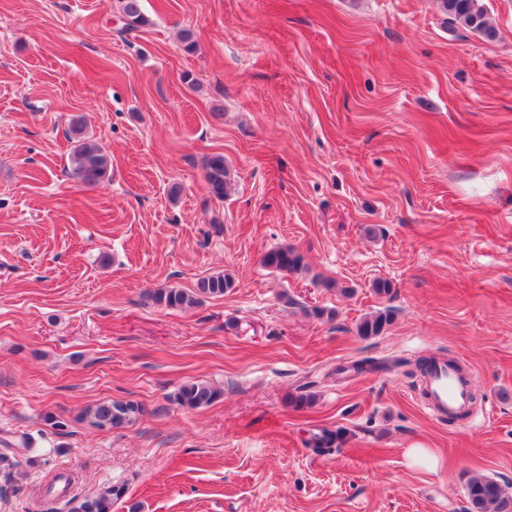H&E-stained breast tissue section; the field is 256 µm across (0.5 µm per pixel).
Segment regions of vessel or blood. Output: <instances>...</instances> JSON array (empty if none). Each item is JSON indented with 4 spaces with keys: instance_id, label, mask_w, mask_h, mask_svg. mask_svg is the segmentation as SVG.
Listing matches in <instances>:
<instances>
[{
    "instance_id": "vessel-or-blood-1",
    "label": "vessel or blood",
    "mask_w": 512,
    "mask_h": 512,
    "mask_svg": "<svg viewBox=\"0 0 512 512\" xmlns=\"http://www.w3.org/2000/svg\"><path fill=\"white\" fill-rule=\"evenodd\" d=\"M424 382L426 395L422 406L432 417L452 421L469 407L471 391L459 382L447 362L438 360L432 363Z\"/></svg>"
}]
</instances>
